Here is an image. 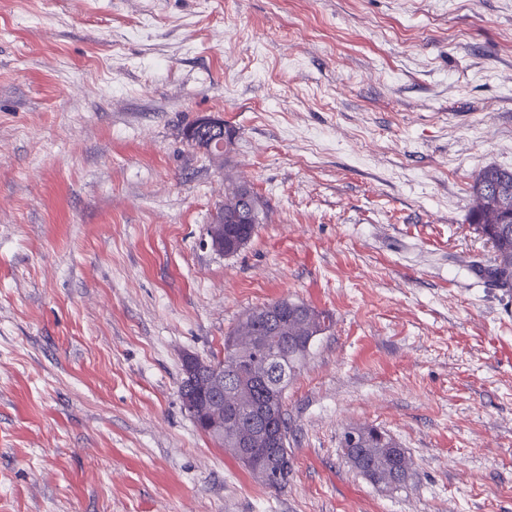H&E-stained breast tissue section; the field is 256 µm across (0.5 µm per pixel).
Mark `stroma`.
I'll use <instances>...</instances> for the list:
<instances>
[{
	"instance_id": "stroma-1",
	"label": "stroma",
	"mask_w": 512,
	"mask_h": 512,
	"mask_svg": "<svg viewBox=\"0 0 512 512\" xmlns=\"http://www.w3.org/2000/svg\"><path fill=\"white\" fill-rule=\"evenodd\" d=\"M223 118L225 163L188 147ZM512 0H0V512H512ZM233 168L267 217L207 230ZM332 315L269 489L182 405L248 309ZM405 448L406 485L345 428ZM193 124V125H192ZM192 125V126H191ZM191 126V127H190ZM190 127V128H189ZM189 128V135H191L194 130L198 131H205L209 130L211 133H220L219 137V146L221 148V151H226L230 149L233 143V135L232 133L227 130L226 125L224 124L223 118L217 117L215 115H202L198 117L195 122L187 125L183 131H182V138L187 143V145L197 148V145L195 144L194 140H190L185 134L186 130ZM230 150L226 151L224 154H228ZM208 154L212 157V159L220 160L223 158L224 154L220 153H209ZM475 205L470 222L492 241L494 262L488 277L500 288H512V171L487 167L472 185ZM357 432L362 435L360 449L353 459L347 456L351 466L373 483L381 480L394 479L395 474L403 472L409 478L411 464L403 448H400L387 434L369 425L357 426Z\"/></svg>"
}]
</instances>
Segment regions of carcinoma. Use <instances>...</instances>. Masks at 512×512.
I'll list each match as a JSON object with an SVG mask.
<instances>
[{
  "instance_id": "carcinoma-1",
  "label": "carcinoma",
  "mask_w": 512,
  "mask_h": 512,
  "mask_svg": "<svg viewBox=\"0 0 512 512\" xmlns=\"http://www.w3.org/2000/svg\"><path fill=\"white\" fill-rule=\"evenodd\" d=\"M250 183L240 175L224 172V201L216 208L212 223H221V216H234L243 209V192ZM475 205L470 213V223L475 225L486 240L492 242L494 262L488 269V277L500 288H512V171L487 167L475 177L472 185ZM256 224L224 225L225 240L248 243L255 234ZM329 313L307 306L304 314H288L279 331L270 336L265 332L261 318H252L247 311L236 327L224 338V376L236 368V361L243 360L253 371V378L238 380V385L227 393V402L234 407L235 415L224 419V438L216 441L224 445L232 455L237 449L231 444L235 437H247L253 433L252 416L265 405L264 386L261 378L266 367L260 345L273 342L280 350L288 368H297L306 358L308 336L329 328ZM362 435L359 452L349 459L351 466L373 483L394 479L395 474H410V459L387 434L369 425L356 427Z\"/></svg>"
}]
</instances>
